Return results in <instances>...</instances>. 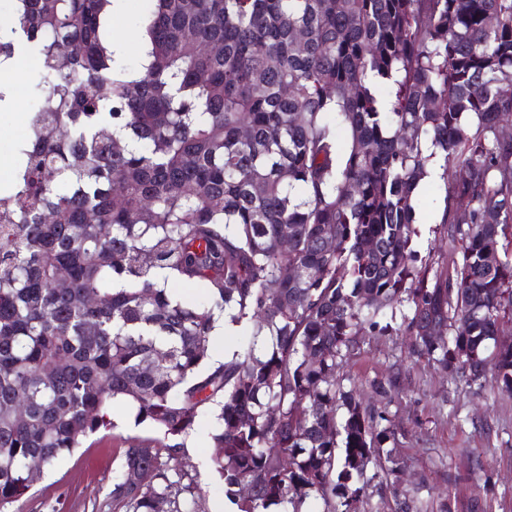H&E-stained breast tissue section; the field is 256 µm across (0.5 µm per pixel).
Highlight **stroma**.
Segmentation results:
<instances>
[{
  "label": "stroma",
  "mask_w": 512,
  "mask_h": 512,
  "mask_svg": "<svg viewBox=\"0 0 512 512\" xmlns=\"http://www.w3.org/2000/svg\"><path fill=\"white\" fill-rule=\"evenodd\" d=\"M144 0H123L112 18V35L124 47L125 64L140 54L138 19ZM34 103L22 91L0 112V160L15 158L27 131L21 118ZM446 195L442 178L423 181L416 218L420 251L447 259L448 237L440 220ZM346 370L359 384L387 372L401 375L398 398L390 407L399 428L396 451L405 462L404 487L410 496L437 506L439 494L461 500L480 498L490 512H512V393L493 391L448 377L427 360L410 361L404 336H367ZM116 429L85 438L74 453L60 460L36 483L20 512H121L112 503L114 451L125 438H155L153 429L135 425L123 408L113 410ZM185 465L201 485L205 512H231L211 478L213 453L205 427L188 440Z\"/></svg>",
  "instance_id": "obj_1"
}]
</instances>
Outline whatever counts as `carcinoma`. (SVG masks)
<instances>
[{
	"label": "carcinoma",
	"mask_w": 512,
	"mask_h": 512,
	"mask_svg": "<svg viewBox=\"0 0 512 512\" xmlns=\"http://www.w3.org/2000/svg\"><path fill=\"white\" fill-rule=\"evenodd\" d=\"M112 3L11 0L0 37V59L37 58L28 97H56L0 192V512L30 496L33 459L114 428L116 403L161 435L116 449L125 512H202L182 456L205 415L236 512L398 495L399 377L361 401L344 373L359 336H408L512 392V0H149L134 67ZM432 159L446 262L417 250ZM217 314L246 336L222 360Z\"/></svg>",
	"instance_id": "carcinoma-1"
}]
</instances>
